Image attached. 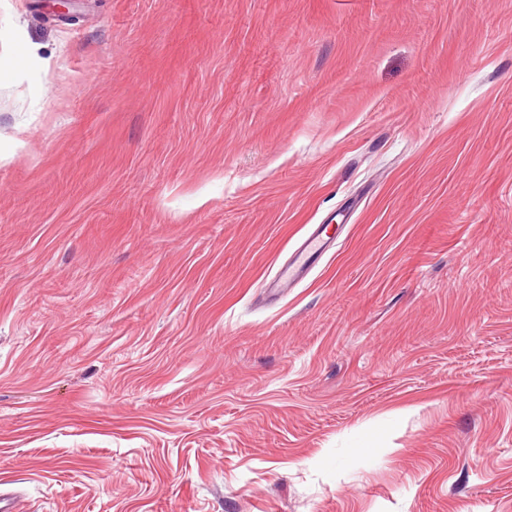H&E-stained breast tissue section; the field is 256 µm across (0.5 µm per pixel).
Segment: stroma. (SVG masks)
I'll use <instances>...</instances> for the list:
<instances>
[{
	"label": "stroma",
	"instance_id": "35a3bbf8",
	"mask_svg": "<svg viewBox=\"0 0 512 512\" xmlns=\"http://www.w3.org/2000/svg\"><path fill=\"white\" fill-rule=\"evenodd\" d=\"M72 13L0 0V494L512 512V0ZM329 224H318L311 229L302 240L294 253L276 274L266 281L264 288L268 293L279 295L288 294V288H295L307 276L309 272V259L315 254H323L326 245L330 242L327 235Z\"/></svg>",
	"mask_w": 512,
	"mask_h": 512
}]
</instances>
